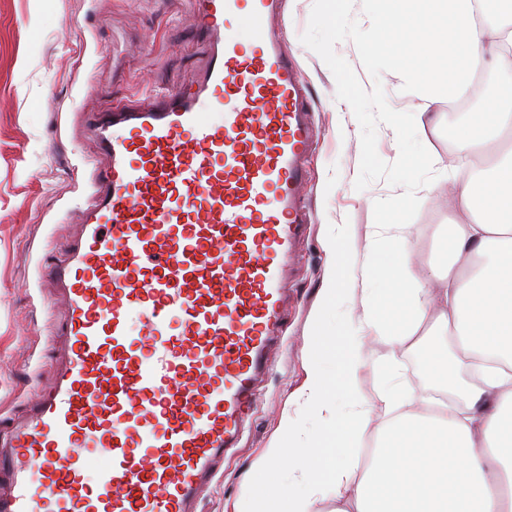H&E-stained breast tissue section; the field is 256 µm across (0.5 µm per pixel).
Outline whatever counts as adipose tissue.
<instances>
[{
    "label": "adipose tissue",
    "mask_w": 512,
    "mask_h": 512,
    "mask_svg": "<svg viewBox=\"0 0 512 512\" xmlns=\"http://www.w3.org/2000/svg\"><path fill=\"white\" fill-rule=\"evenodd\" d=\"M408 62L406 87L458 88L470 70L512 52V13L494 0H366ZM458 141L464 155L512 130V73L483 111L470 113ZM453 200L471 218L450 226L447 256L430 273L406 259L408 228L394 226V285L368 287L365 321L353 319L352 291L328 273L324 309L311 337L303 387L283 414L265 466L288 465V481L245 480L235 512H512V151L487 162L479 181H463ZM339 321L329 336L323 329ZM431 321L420 349L435 379L472 372L456 402L435 404L406 390L395 358L380 360L385 428L362 462L372 408L358 376L371 336L404 347Z\"/></svg>",
    "instance_id": "ef3b65f1"
}]
</instances>
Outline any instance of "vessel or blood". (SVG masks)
I'll list each match as a JSON object with an SVG mask.
<instances>
[{
    "label": "vessel or blood",
    "instance_id": "obj_1",
    "mask_svg": "<svg viewBox=\"0 0 512 512\" xmlns=\"http://www.w3.org/2000/svg\"><path fill=\"white\" fill-rule=\"evenodd\" d=\"M194 5L199 78L84 117V223L47 271L64 344L52 384L0 422V512H197L269 368L313 113L282 0Z\"/></svg>",
    "mask_w": 512,
    "mask_h": 512
}]
</instances>
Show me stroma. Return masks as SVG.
Segmentation results:
<instances>
[{"label": "stroma", "instance_id": "stroma-1", "mask_svg": "<svg viewBox=\"0 0 512 512\" xmlns=\"http://www.w3.org/2000/svg\"><path fill=\"white\" fill-rule=\"evenodd\" d=\"M313 0H286V48L305 77L316 115L318 140L309 156L303 195L312 212L298 262L288 280L291 300L283 339L269 353L270 370L256 393L253 412L238 447L219 467L220 480L202 495V512H231L245 476L279 434L288 401L304 383L309 338L323 303L329 269L344 273L345 250H333L336 227H350L360 261H367L378 234L376 200L397 195L385 181L354 187L359 173L360 126L350 106L337 99L336 81L323 60L302 44ZM335 52L353 68L360 84H382L389 105L404 112H437L449 119L447 91H408L399 74L373 80L352 41ZM207 43L199 33L191 0H0V414L21 416L55 375L47 327L62 319L64 303L56 285L39 271L56 262L58 247L78 231L88 175L83 158L95 146L82 113L111 108L120 98L191 84L204 66ZM431 156L449 172L477 173L483 157L463 167L457 143L442 125L418 135ZM455 191L448 182L419 189L420 207L409 224L413 267L430 271L448 226L462 217L450 208ZM359 386L372 407L370 431L384 420L380 400V359L396 355L401 382L410 390L428 383L424 371H410L414 349L392 351L373 338Z\"/></svg>", "mask_w": 512, "mask_h": 512}]
</instances>
